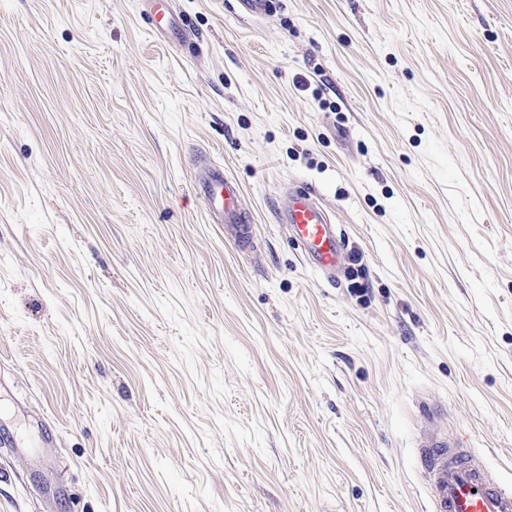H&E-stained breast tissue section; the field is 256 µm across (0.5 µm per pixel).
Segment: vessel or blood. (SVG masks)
I'll return each mask as SVG.
<instances>
[{"label":"vessel or blood","mask_w":512,"mask_h":512,"mask_svg":"<svg viewBox=\"0 0 512 512\" xmlns=\"http://www.w3.org/2000/svg\"><path fill=\"white\" fill-rule=\"evenodd\" d=\"M204 206L237 250L253 251L257 233L251 213L241 203V188L222 168H205L198 176ZM283 223L300 242L304 256L327 277L346 261V238L314 190L288 191ZM432 512H512V491L504 489L485 462L461 443L431 433L420 444Z\"/></svg>","instance_id":"1"}]
</instances>
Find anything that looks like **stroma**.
<instances>
[{"label":"stroma","instance_id":"stroma-1","mask_svg":"<svg viewBox=\"0 0 512 512\" xmlns=\"http://www.w3.org/2000/svg\"><path fill=\"white\" fill-rule=\"evenodd\" d=\"M169 2L188 47L149 0H0V512H429L434 429L512 489V0ZM198 183L213 223L224 224V234L237 250L253 251L258 237L251 213L241 204L240 186L217 166L205 168L198 176ZM280 220L300 242L304 256L328 278L336 277L346 261L345 234L333 222L329 208L314 190L288 189V206Z\"/></svg>","mask_w":512,"mask_h":512}]
</instances>
